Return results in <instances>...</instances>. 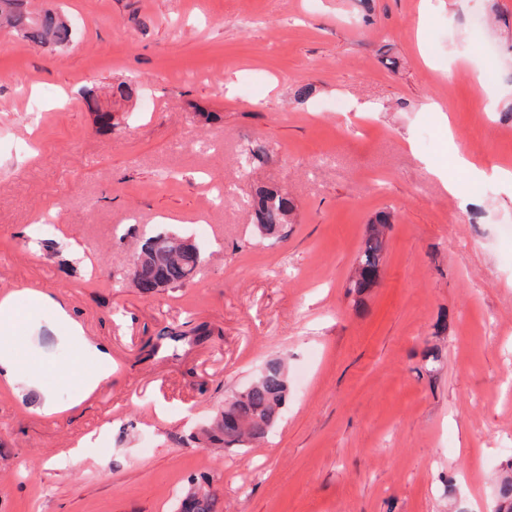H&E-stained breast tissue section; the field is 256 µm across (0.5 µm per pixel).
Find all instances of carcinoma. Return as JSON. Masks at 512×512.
Masks as SVG:
<instances>
[{"instance_id":"1","label":"carcinoma","mask_w":512,"mask_h":512,"mask_svg":"<svg viewBox=\"0 0 512 512\" xmlns=\"http://www.w3.org/2000/svg\"><path fill=\"white\" fill-rule=\"evenodd\" d=\"M0 20L24 39L37 44L67 46L72 42L73 29L68 21L51 10L34 13L22 9V0H0ZM254 217L267 235L275 234L287 223L294 211L293 200L278 189L260 187L252 201ZM382 237L366 236L360 253L364 272H372L385 252ZM202 254L197 245L187 243L168 232L147 238L136 258L134 286L143 295H155L165 288L182 286L195 275ZM289 392L288 375L283 362L266 363L261 375L245 390L224 403L217 416L209 441L225 447H244L265 438L275 426L280 409ZM502 508L497 512H512V476L499 483ZM181 512H216V498L210 490L196 482L181 500Z\"/></svg>"}]
</instances>
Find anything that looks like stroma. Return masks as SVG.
Returning <instances> with one entry per match:
<instances>
[{"label":"stroma","instance_id":"obj_1","mask_svg":"<svg viewBox=\"0 0 512 512\" xmlns=\"http://www.w3.org/2000/svg\"><path fill=\"white\" fill-rule=\"evenodd\" d=\"M26 6L63 14L74 39L0 29V290L23 287L38 327L0 347L45 389L0 380V512H179L200 476L221 512H493L512 470V184L471 194L453 159L512 169V0ZM464 60L480 84L452 76ZM130 80L136 95L113 97ZM262 143L276 157L242 169ZM260 186L294 201L279 236L253 224ZM380 212L385 259L358 294ZM157 231L203 261L148 296L129 272ZM30 288L107 352L87 395L61 378L68 328ZM167 329L186 334L176 351L156 346ZM275 359L290 388L267 439L206 443Z\"/></svg>","mask_w":512,"mask_h":512}]
</instances>
